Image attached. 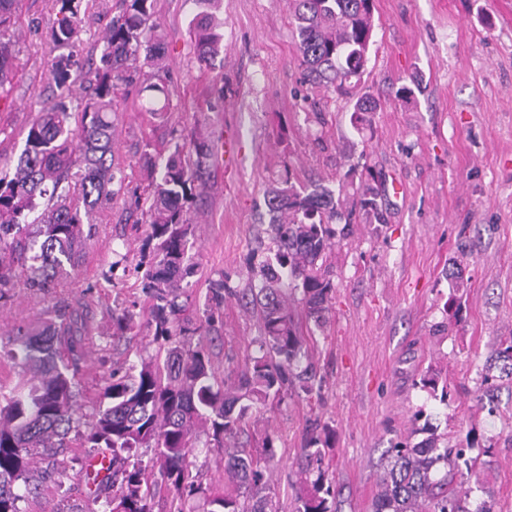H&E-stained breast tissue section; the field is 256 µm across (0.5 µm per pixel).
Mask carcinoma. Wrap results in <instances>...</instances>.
<instances>
[{
    "mask_svg": "<svg viewBox=\"0 0 512 512\" xmlns=\"http://www.w3.org/2000/svg\"><path fill=\"white\" fill-rule=\"evenodd\" d=\"M55 20L50 39L69 48L89 23L82 0H53ZM156 0H120L121 11L106 28L99 65L88 68L91 94L82 110L65 104L80 77L73 52L50 64L58 102L43 107L28 126L24 146L11 173H0V300L24 287L43 291L69 265L75 267L91 236L96 211L128 193L144 221L145 246L141 292L149 299L148 325L155 359L112 369L103 378L101 397L89 416L75 412L79 375L92 336L89 312L65 305L39 330L20 323L12 329L9 359L18 368L15 379L0 380V512H26L36 487L30 470L34 455L53 465L75 443L94 448L106 461L107 476L88 497V512H153L159 472L171 494L168 512H184L191 497L204 499V512H265L274 435L265 434L253 449L240 446L239 435L249 422L280 404L292 391L310 396L316 371L311 353L314 330L326 324L334 289L333 270L326 265L336 229L335 192L321 184L296 187L290 176L265 193L272 215L271 241L258 267L260 282L234 288L224 275L209 281L202 317L186 315L188 278L196 273L191 251L195 244L192 204L204 184L214 157L206 141H189L174 129L167 156L144 152L139 163L152 175L150 193L130 191L112 158L115 93L140 78L142 66L152 68L139 93H149L147 111L169 122L167 72L162 67L161 40L151 35ZM201 11L190 27L196 60L206 64L220 55L224 33L215 12L220 0H196ZM18 0H0V36L14 23ZM374 0H292V26L298 39L300 65L312 84L349 93L361 80L373 37ZM14 55L0 41V100L12 83ZM380 107L366 91L357 97L353 114L359 122ZM81 187L83 205L74 203ZM356 205L386 223L378 193L363 185ZM235 299L258 319L255 352L235 374L218 377L207 344L222 326L221 308ZM137 302L112 312V340L133 329ZM499 375H492V371ZM512 383V338L495 349L485 368L477 406L493 404L494 379ZM207 451L224 453V488L204 487L190 470L189 457L199 432ZM411 444L398 442L387 450L388 463L372 512H493L483 503L468 507L469 491L452 488L459 464L468 475L476 461L465 449L450 448L441 437ZM327 427L314 426L300 448L299 466L309 481L296 512H336V483L329 475L325 448ZM153 452L151 463L142 460Z\"/></svg>",
    "mask_w": 512,
    "mask_h": 512,
    "instance_id": "obj_1",
    "label": "carcinoma"
}]
</instances>
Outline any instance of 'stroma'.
<instances>
[{
  "label": "stroma",
  "instance_id": "35a3bbf8",
  "mask_svg": "<svg viewBox=\"0 0 512 512\" xmlns=\"http://www.w3.org/2000/svg\"><path fill=\"white\" fill-rule=\"evenodd\" d=\"M90 7L98 20L79 37L81 58L99 55L119 0ZM195 11L194 0H156L152 19L167 46L172 116L215 146L193 207L192 309L203 311L215 273L237 288L252 280V248L271 244L264 193L283 174L334 190L359 186L353 166L365 164L387 216L378 224L357 211L328 255L334 290L315 333L319 396H285L251 428L277 438L267 512H295L297 458L314 422L331 431L339 512H372L386 452L411 437L419 408L438 434L480 454L472 505L489 499L495 512H512V383L500 382L493 411L475 402L489 356L512 336V0H375L362 84L381 106L360 126L354 97L304 81L289 0H223L224 50L205 69L188 34ZM54 19L51 0H21L7 33L18 73L0 101V170L13 167L28 125L54 97ZM404 86L412 97H400ZM228 136L237 139L229 156ZM147 145L166 151L165 129L134 100L118 101L113 154L131 187L146 184L137 159ZM130 203L126 195L100 208L82 263L53 288L0 301V337L14 323L38 326L60 306L88 302L96 330L81 376L83 414L100 399L103 362L125 367L155 354L136 271L144 232L123 221ZM129 304L135 328L113 344L112 311ZM222 319L210 343L221 372L241 367L259 336L257 318L236 300L225 301ZM430 372L447 385V402L422 388ZM92 454L66 449L62 476L35 461L27 512H80Z\"/></svg>",
  "mask_w": 512,
  "mask_h": 512
}]
</instances>
